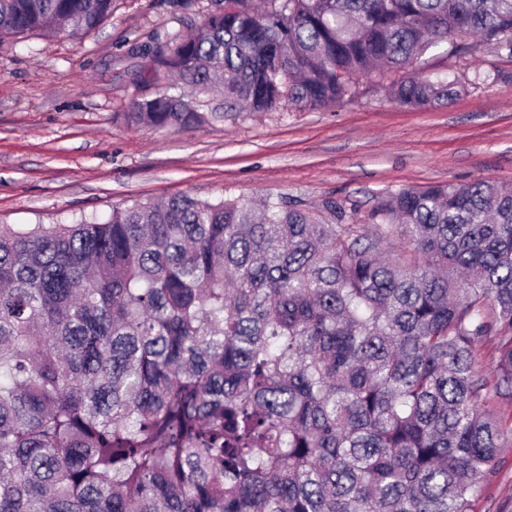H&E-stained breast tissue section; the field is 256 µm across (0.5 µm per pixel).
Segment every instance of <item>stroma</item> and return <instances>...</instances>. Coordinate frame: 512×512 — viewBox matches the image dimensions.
Wrapping results in <instances>:
<instances>
[{
    "mask_svg": "<svg viewBox=\"0 0 512 512\" xmlns=\"http://www.w3.org/2000/svg\"><path fill=\"white\" fill-rule=\"evenodd\" d=\"M210 0H114L112 18L71 36L0 39V225L107 219L113 208L180 195L333 199L371 223L389 189L484 178L512 184V58L478 46L430 53L431 73L494 71L448 104L400 106L381 85L327 108L291 105L189 129H131L129 102L151 95L133 50L164 42Z\"/></svg>",
    "mask_w": 512,
    "mask_h": 512,
    "instance_id": "obj_1",
    "label": "stroma"
}]
</instances>
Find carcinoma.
<instances>
[{"mask_svg":"<svg viewBox=\"0 0 512 512\" xmlns=\"http://www.w3.org/2000/svg\"><path fill=\"white\" fill-rule=\"evenodd\" d=\"M110 18L0 0V36ZM183 26L127 126L222 121L195 105L214 87L228 112L323 108L389 72L422 108L495 80L424 76L427 53L512 58V0H212ZM321 211L182 195L0 225V512H473L512 443V189Z\"/></svg>","mask_w":512,"mask_h":512,"instance_id":"obj_1","label":"carcinoma"}]
</instances>
